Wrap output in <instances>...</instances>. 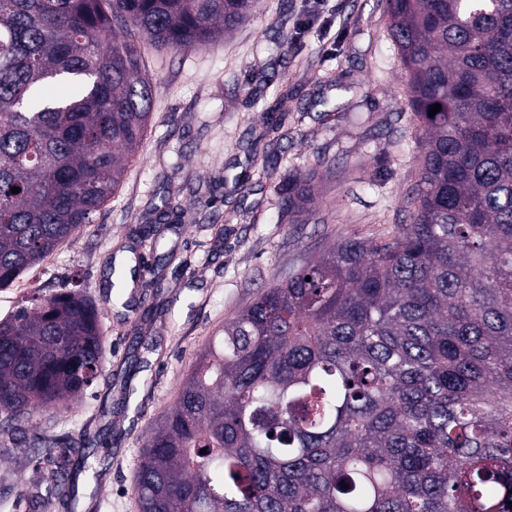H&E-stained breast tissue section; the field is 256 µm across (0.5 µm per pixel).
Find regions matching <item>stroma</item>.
<instances>
[{"instance_id":"1","label":"stroma","mask_w":512,"mask_h":512,"mask_svg":"<svg viewBox=\"0 0 512 512\" xmlns=\"http://www.w3.org/2000/svg\"><path fill=\"white\" fill-rule=\"evenodd\" d=\"M330 17L301 30L309 0H260L234 33L181 53L142 43L154 109L132 162L90 224L11 286L0 319L33 294L76 287L103 314L105 369L93 389L38 430L103 432L110 468L78 482L79 512H139L134 474L148 434L196 355L297 252L408 221L419 179L408 76L388 35L385 0H326ZM288 54L263 49L277 33ZM311 176L313 215L285 210L284 173ZM175 205L170 224L157 208ZM146 259L123 295L107 284L118 254ZM41 478L22 448L0 450V512H16Z\"/></svg>"}]
</instances>
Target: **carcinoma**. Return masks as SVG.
Wrapping results in <instances>:
<instances>
[{"mask_svg": "<svg viewBox=\"0 0 512 512\" xmlns=\"http://www.w3.org/2000/svg\"><path fill=\"white\" fill-rule=\"evenodd\" d=\"M258 3L0 0V288L91 223L132 162L153 89L129 28L180 52ZM385 8L422 151L409 223L301 253L224 320L141 453L140 512H512V0ZM280 193L312 198L291 173ZM104 361L79 289L0 320V437L42 472L43 510L78 508L91 439L32 419Z\"/></svg>", "mask_w": 512, "mask_h": 512, "instance_id": "1", "label": "carcinoma"}]
</instances>
